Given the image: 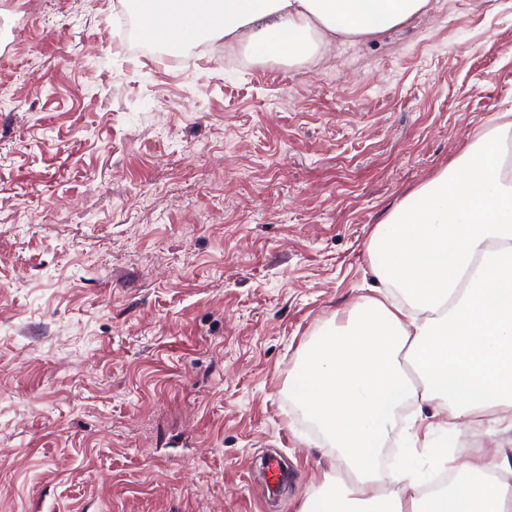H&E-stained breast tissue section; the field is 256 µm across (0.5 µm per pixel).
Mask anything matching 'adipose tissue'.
I'll use <instances>...</instances> for the list:
<instances>
[{
	"label": "adipose tissue",
	"instance_id": "ef3b65f1",
	"mask_svg": "<svg viewBox=\"0 0 512 512\" xmlns=\"http://www.w3.org/2000/svg\"><path fill=\"white\" fill-rule=\"evenodd\" d=\"M153 42L223 37L294 64L338 41L371 38L430 0H135ZM377 280L306 343L291 393L336 451L301 512H512V456L459 466L420 493L379 453L409 401L435 424L406 422L408 447L446 453L462 422L512 411V112H495L453 161L405 193L370 234Z\"/></svg>",
	"mask_w": 512,
	"mask_h": 512
}]
</instances>
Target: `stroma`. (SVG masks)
I'll list each match as a JSON object with an SVG mask.
<instances>
[{
  "label": "stroma",
  "mask_w": 512,
  "mask_h": 512,
  "mask_svg": "<svg viewBox=\"0 0 512 512\" xmlns=\"http://www.w3.org/2000/svg\"><path fill=\"white\" fill-rule=\"evenodd\" d=\"M180 57L127 0H0V512H298L335 452L291 371L375 225L512 112V0Z\"/></svg>",
  "instance_id": "1"
}]
</instances>
